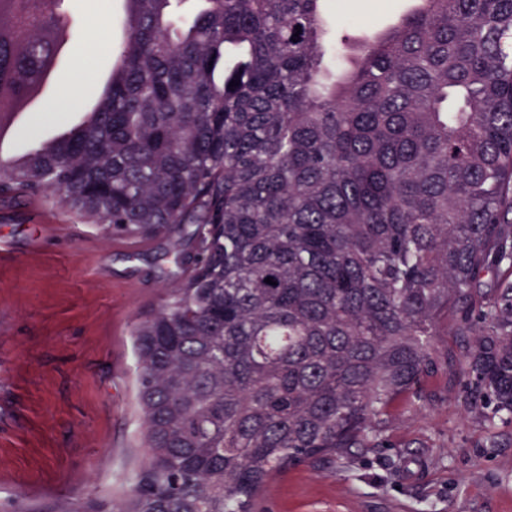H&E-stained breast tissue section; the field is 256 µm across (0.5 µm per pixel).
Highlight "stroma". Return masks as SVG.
<instances>
[{
	"instance_id": "35a3bbf8",
	"label": "stroma",
	"mask_w": 512,
	"mask_h": 512,
	"mask_svg": "<svg viewBox=\"0 0 512 512\" xmlns=\"http://www.w3.org/2000/svg\"><path fill=\"white\" fill-rule=\"evenodd\" d=\"M415 0H342L328 27L361 43ZM73 20L54 84L72 99L27 113L0 151L76 125L100 97L125 33L123 0H63ZM191 224L112 234L55 198L0 202V512H74L121 499L148 455L132 329L176 285ZM394 447L354 449L276 474L255 512H512V424L442 403L394 412Z\"/></svg>"
}]
</instances>
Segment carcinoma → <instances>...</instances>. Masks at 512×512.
Returning a JSON list of instances; mask_svg holds the SVG:
<instances>
[{"label":"carcinoma","instance_id":"obj_1","mask_svg":"<svg viewBox=\"0 0 512 512\" xmlns=\"http://www.w3.org/2000/svg\"><path fill=\"white\" fill-rule=\"evenodd\" d=\"M57 2L0 0V118L68 40ZM125 2L83 122L0 157L2 202L196 219L134 328L148 456L89 512H254L290 465L396 447L404 402L512 424V0H417L337 69L324 0Z\"/></svg>","mask_w":512,"mask_h":512}]
</instances>
